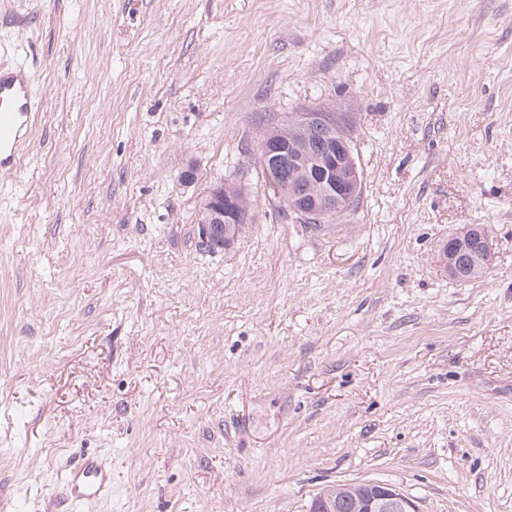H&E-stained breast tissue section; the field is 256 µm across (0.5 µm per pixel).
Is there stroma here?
I'll return each instance as SVG.
<instances>
[{"instance_id": "35a3bbf8", "label": "stroma", "mask_w": 512, "mask_h": 512, "mask_svg": "<svg viewBox=\"0 0 512 512\" xmlns=\"http://www.w3.org/2000/svg\"><path fill=\"white\" fill-rule=\"evenodd\" d=\"M1 61L44 108L0 173V512H512V0H0ZM306 109L363 176L319 228L257 163ZM222 182L248 221L209 253ZM86 452L112 498L74 509ZM235 190V187L224 188L222 183L212 188L204 199L196 224L198 239L205 245L217 250L229 248L235 239L233 235L247 223L244 214H248V200L246 196L238 197ZM470 228L472 229L470 234L448 237V243L442 250V259L448 273L455 278H462L477 267H485L484 269H478L465 281L481 277L489 269L487 266L493 261V252L486 230L481 226ZM465 256L471 259L472 266L470 270L469 266L461 263L460 259ZM62 488L71 504L112 497V466L99 455L83 454L62 467ZM369 493L368 487L362 484H339L320 494L333 500L332 512H363L362 501ZM386 506L397 512H418L415 502L391 485H380L364 503L365 512H381Z\"/></svg>"}]
</instances>
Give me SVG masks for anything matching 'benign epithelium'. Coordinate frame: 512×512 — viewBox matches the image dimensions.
Listing matches in <instances>:
<instances>
[{
	"instance_id": "1",
	"label": "benign epithelium",
	"mask_w": 512,
	"mask_h": 512,
	"mask_svg": "<svg viewBox=\"0 0 512 512\" xmlns=\"http://www.w3.org/2000/svg\"><path fill=\"white\" fill-rule=\"evenodd\" d=\"M301 119L309 133L306 143L292 144L287 151L281 143L267 139L261 142V148L269 157L284 158L286 168L306 169L305 180L287 184L286 191L277 196L278 208L319 222L353 205L361 188V173L351 140L335 113L303 112ZM246 223L235 188L220 184L210 190L200 207L198 239L217 250L227 249ZM465 256L470 257L471 265L461 263ZM442 259L455 278L489 266L493 261L489 235L483 227L474 226L465 236L448 238ZM388 506L395 512H418L415 502L391 485L376 487L375 494L364 503V512H383Z\"/></svg>"
}]
</instances>
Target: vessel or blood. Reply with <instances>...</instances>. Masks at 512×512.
<instances>
[{"instance_id": "vessel-or-blood-1", "label": "vessel or blood", "mask_w": 512, "mask_h": 512, "mask_svg": "<svg viewBox=\"0 0 512 512\" xmlns=\"http://www.w3.org/2000/svg\"><path fill=\"white\" fill-rule=\"evenodd\" d=\"M41 97L25 65H0V172L17 168L36 120ZM69 503H94L112 495V467L106 459L84 454L62 468Z\"/></svg>"}]
</instances>
